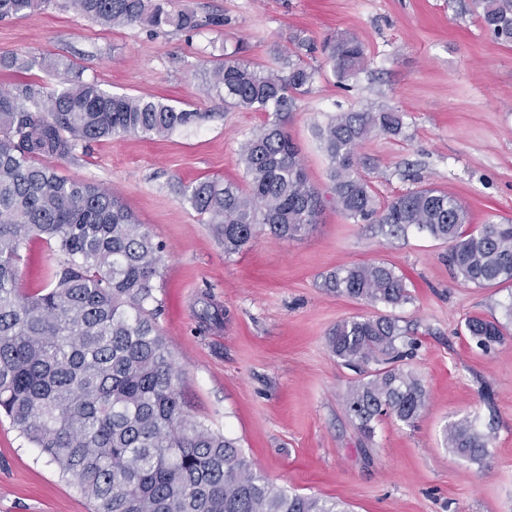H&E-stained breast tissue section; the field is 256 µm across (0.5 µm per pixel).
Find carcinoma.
<instances>
[{
  "label": "carcinoma",
  "mask_w": 512,
  "mask_h": 512,
  "mask_svg": "<svg viewBox=\"0 0 512 512\" xmlns=\"http://www.w3.org/2000/svg\"><path fill=\"white\" fill-rule=\"evenodd\" d=\"M52 2L0 0V20ZM169 4L63 0L61 7L109 27H200L193 10ZM482 20L496 39L512 44V0H484ZM323 52L343 85L367 62L364 44L351 34L331 35ZM52 67L63 77L57 89L25 81L0 90V416L75 481L93 512H344L334 500L270 482L235 440L184 409L182 374L156 326L163 245L112 192L45 163L73 158L99 140L168 135L200 113L107 93L70 61ZM317 76L292 53L278 58L276 68L234 55L213 68L212 85L225 105L274 116L241 146L245 184L207 179L182 190L224 241V252L247 246L259 224L288 239L318 223L323 199L284 119ZM402 126L394 109L364 108L341 112L319 128L336 206L355 222L374 220L393 234L414 226L448 244V265L466 283L512 285V222L491 220L472 230L466 206L434 187L378 204L355 170V153L372 134H396ZM33 239L50 244L63 260L47 269L43 287L29 290L19 265ZM322 287L391 307L411 299L403 277L384 262L341 267ZM465 330L485 349L503 336L498 322L480 316L470 317ZM401 341L398 320L389 315L355 316L328 333L330 352L360 374L345 408L366 437L382 417L412 426L426 408L421 380L399 365L410 356ZM445 440L481 461L491 436L462 420L446 429Z\"/></svg>",
  "instance_id": "cac0c4a2"
}]
</instances>
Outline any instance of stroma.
Instances as JSON below:
<instances>
[{
    "mask_svg": "<svg viewBox=\"0 0 512 512\" xmlns=\"http://www.w3.org/2000/svg\"><path fill=\"white\" fill-rule=\"evenodd\" d=\"M221 28L155 33L106 27L71 11L41 9L0 21V55L30 60L0 67V89L22 81L55 88L50 62L71 60L110 93L155 99L198 120L165 138L130 135L93 143L56 161L64 176L112 189L164 245L154 294L158 328L183 372L184 408L237 440L274 484L348 504L351 512H512V285L479 288L456 278L447 247L417 228L353 222L331 200L329 162L316 126L337 113L389 107L400 134L378 133L356 153L380 203L421 186L461 199L472 225L512 220V46L481 22L480 0H175ZM333 32L356 35L368 62L341 87L319 51ZM270 66L298 52L320 74L285 127L326 204L314 229L279 239L265 227L226 254L181 186L208 178L244 182L240 147L272 115L228 108L210 85L226 50ZM59 256L43 241L23 250L21 283L43 286ZM384 261L403 276L409 303L393 308L339 296L324 276ZM224 311L199 325L203 295ZM393 314L416 350L407 366L428 405L414 425L392 417L364 438L345 412L355 374L330 352L337 322ZM479 315L505 325L504 340L478 347L465 331ZM471 420L492 434L475 463L443 442L447 426ZM8 419H0V512H91Z\"/></svg>",
    "mask_w": 512,
    "mask_h": 512,
    "instance_id": "obj_1",
    "label": "stroma"
}]
</instances>
